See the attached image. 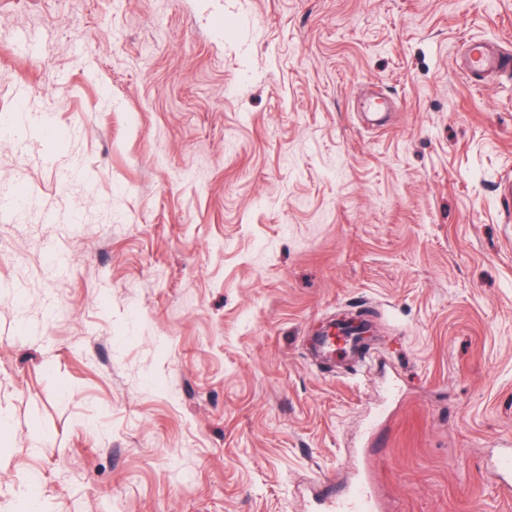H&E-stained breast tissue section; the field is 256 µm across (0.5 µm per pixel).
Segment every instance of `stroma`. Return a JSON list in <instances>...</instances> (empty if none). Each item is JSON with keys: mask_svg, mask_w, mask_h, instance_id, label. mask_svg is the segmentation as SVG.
<instances>
[{"mask_svg": "<svg viewBox=\"0 0 512 512\" xmlns=\"http://www.w3.org/2000/svg\"><path fill=\"white\" fill-rule=\"evenodd\" d=\"M471 38L512 0H0V512H321L365 470L512 512V78ZM465 44V60L457 66L466 79L475 81L482 72H497L503 76L512 73V55L505 49L481 39H469Z\"/></svg>", "mask_w": 512, "mask_h": 512, "instance_id": "35a3bbf8", "label": "stroma"}]
</instances>
